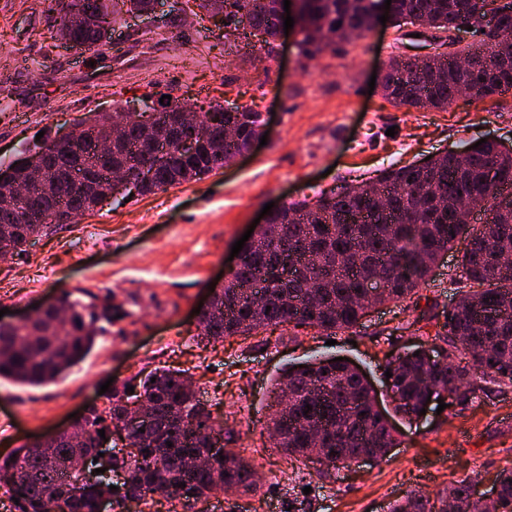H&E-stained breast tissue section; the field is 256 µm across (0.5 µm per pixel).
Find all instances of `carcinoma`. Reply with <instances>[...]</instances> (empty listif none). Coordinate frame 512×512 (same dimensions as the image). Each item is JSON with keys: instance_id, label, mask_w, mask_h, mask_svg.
<instances>
[{"instance_id": "carcinoma-1", "label": "carcinoma", "mask_w": 512, "mask_h": 512, "mask_svg": "<svg viewBox=\"0 0 512 512\" xmlns=\"http://www.w3.org/2000/svg\"><path fill=\"white\" fill-rule=\"evenodd\" d=\"M128 14L152 0H71L76 11L93 8L109 15L107 2ZM224 3V38L263 35L265 46L281 34V0H197L210 12ZM298 22L299 55L306 61L325 51L338 53L353 35L372 28L382 0H304ZM487 17L478 46L466 47L471 63L462 68L451 53L450 34L477 8ZM414 17L431 33L441 53L414 61L397 55L383 79L384 96L395 106L444 110L468 87L483 101L512 90V0H392L391 24ZM56 35L90 48L99 47L90 27L59 23ZM222 113L209 124L208 113ZM198 117L202 135L196 155L184 157L177 145L176 113H193L190 103L173 96L160 104L151 124L132 112H91L77 122L81 134L68 147L49 143L7 165H0V197L40 171L50 172L57 194H36L10 210H0V251L23 253L38 236L64 228L52 221L64 208L77 219L92 210L97 196L119 185L109 172L143 178L154 193L200 181L247 151L265 133L262 113L249 108L224 111L217 104ZM484 213L471 224L467 207ZM467 239L462 271L469 290L448 308L437 339L448 345L446 361L424 354L388 364L398 398L394 410L412 421L429 400L447 393L451 404L466 408L484 384L512 382V152L492 140L458 158L448 152L419 164L389 167L372 185L344 184L317 197L286 203L260 225L257 244L200 314V335L213 340L252 336L269 327L293 326L337 332L356 327L369 309L398 303L427 284L434 264L455 243ZM377 276L379 292L367 288ZM60 307L24 324L0 323V377L38 387L64 378L93 350L101 314L68 290ZM271 310H266V307ZM134 387L129 391L128 387ZM277 410L268 424L275 447L294 458L318 461L333 469L366 456L379 461L398 446L385 416L377 410L366 376L350 362L315 358L288 366L275 379ZM107 404H88L74 429L43 449L23 444L0 459V486L19 499L12 512H97L107 498L121 512L144 507L160 495L172 502L167 512H208L213 491L233 486L248 496L258 491L255 464L224 447V427L211 420L207 404L177 371L157 370L122 387H112ZM145 400L146 420L134 426L128 445L138 453L114 454L97 463L122 471L111 490L103 476L84 480V455L126 423L130 406ZM172 446H167V442ZM497 508L512 512V470L495 481ZM456 512H486L473 498L472 481L449 493ZM390 512H448L412 492Z\"/></svg>"}]
</instances>
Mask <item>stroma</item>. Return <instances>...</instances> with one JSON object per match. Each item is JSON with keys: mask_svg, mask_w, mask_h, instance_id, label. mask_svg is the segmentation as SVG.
I'll use <instances>...</instances> for the list:
<instances>
[{"mask_svg": "<svg viewBox=\"0 0 512 512\" xmlns=\"http://www.w3.org/2000/svg\"><path fill=\"white\" fill-rule=\"evenodd\" d=\"M56 0H0V164L32 148L38 133L54 136L88 112L143 111V96L170 91L194 103L249 107L268 120L267 143L198 182L117 197L56 233L33 240L21 255H0V309L10 318L68 289L111 305L95 350L57 383L19 386L0 378V456L64 426L89 403L104 404L101 384H122L157 368L190 377L224 438L254 462L257 496L213 492L212 512H389L411 491L437 497L465 478L479 493L512 468V383H491L467 409L452 406L407 421L395 415L384 368L417 345L430 344L448 307L464 290L456 244L410 300L373 308L336 333L268 328L260 338L206 342L193 311L216 278L229 277L233 244L267 203L313 199L343 182L375 180L390 165L487 138L512 149V92L484 101L461 97L448 110L407 111L380 91L393 55L417 43L405 30L377 25L309 64L296 32L273 51L235 49L205 13L182 12L162 0L149 17L117 16L111 41L83 53L56 38ZM394 136H387V129ZM336 355L371 382L398 448L380 461L324 475L316 460L290 459L265 424L281 369Z\"/></svg>", "mask_w": 512, "mask_h": 512, "instance_id": "1", "label": "stroma"}]
</instances>
